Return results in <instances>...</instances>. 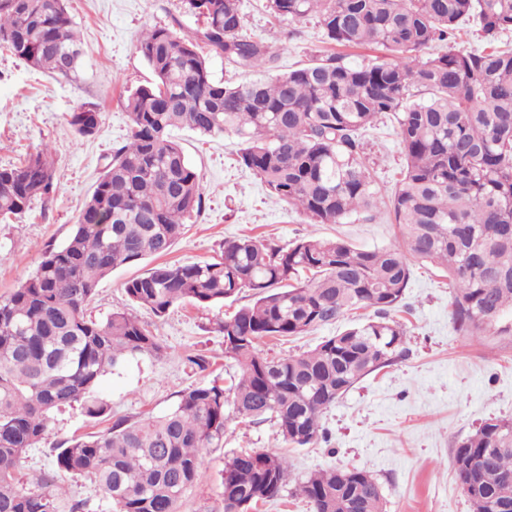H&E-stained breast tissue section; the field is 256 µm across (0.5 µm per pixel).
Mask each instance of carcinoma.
Instances as JSON below:
<instances>
[{
	"instance_id": "carcinoma-1",
	"label": "carcinoma",
	"mask_w": 512,
	"mask_h": 512,
	"mask_svg": "<svg viewBox=\"0 0 512 512\" xmlns=\"http://www.w3.org/2000/svg\"><path fill=\"white\" fill-rule=\"evenodd\" d=\"M203 17L199 38L145 31L139 49L156 83L127 95L126 141L112 150L68 240L0 299V512H58L59 472L94 481L116 512H178L203 453L224 443L225 404L243 419L272 421L298 446L324 437L323 414L365 376L406 352L404 300L412 262L451 281L459 332L480 335L512 312V49L491 44L512 31V0H266L276 17L314 18L327 42L377 44L389 57L362 64L317 55L267 80H215L198 42L237 68H272L279 54L243 33L239 0H185ZM487 43L457 47L469 22ZM0 44L54 76L79 78L82 52L65 0H0ZM383 114L397 120L403 168L385 197L362 133ZM69 125L83 138L99 112L79 106ZM235 135L238 162L269 194L314 224L388 209L399 230L389 248L367 250L314 236L287 245L255 236L224 242L211 262L164 263L124 284L130 301L163 317L182 303L215 305L247 292L252 302L217 323L224 354L241 373L229 388L191 386L164 413L116 418L98 433L56 445L38 489L18 465L47 436L49 414L77 405L91 420L109 412L97 388L120 360L162 346L129 311L103 320L86 308L100 281L125 265L166 255L185 220L201 211L200 176L168 132ZM47 151L0 167V221L22 218L54 191ZM371 308L374 318L315 348L268 357L265 338L299 336ZM472 512H512V418H490L454 450ZM289 464L241 452L224 462V512H250L280 496ZM300 493L312 512H384L376 480L359 469L309 474Z\"/></svg>"
}]
</instances>
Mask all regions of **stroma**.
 <instances>
[{
    "label": "stroma",
    "instance_id": "obj_1",
    "mask_svg": "<svg viewBox=\"0 0 512 512\" xmlns=\"http://www.w3.org/2000/svg\"><path fill=\"white\" fill-rule=\"evenodd\" d=\"M67 8L83 41L78 81L51 77L0 47V167L19 164L45 148L55 166L50 198L35 201L21 220L0 223V297L31 277L47 250L67 240L113 148L124 142L129 129L126 95L155 81L138 49L141 32L164 27L176 36L193 37L203 27L201 19L186 12L183 0H68ZM241 12L245 33L278 51L277 72L298 68L327 48L314 20L275 18L265 0H241ZM82 105L100 114L99 131L91 138L80 137L68 123L70 112ZM396 128L395 120L385 116L363 134L376 180L390 191L401 168ZM171 137L200 175L204 204L187 220L168 261H212L225 241L243 235L281 245L309 235L338 236L369 250L397 241L398 228L384 210L344 224L310 223L238 165L234 135L203 137L179 127ZM150 266L146 260L113 271L100 282L88 317L102 319L128 308L125 282ZM448 283L447 274L413 264L399 314L407 329L406 356L366 376L341 397L324 414L325 437L316 444L293 447L273 423L230 415L223 447L205 450L202 473L182 496L179 512H224V461L242 451L283 454L291 463L280 497L256 512H312L297 493L296 481L328 468L369 472L382 488L385 512H472L452 456L485 420L512 417V336L492 327L478 336L456 331ZM248 301L243 293L237 301L209 307L181 304L161 318L139 310V318L157 330L164 354L128 358L102 379L98 394L110 405L111 417L136 420L149 412L160 414L188 387L213 381L227 385L239 368L225 357L224 338L215 326ZM196 353L209 358L208 370L188 363ZM107 426L77 407L55 411L46 439L22 459L20 476L48 469L60 441ZM60 482L59 512H70L76 501L84 503L86 512H113L111 501L89 479L66 474Z\"/></svg>",
    "mask_w": 512,
    "mask_h": 512
}]
</instances>
